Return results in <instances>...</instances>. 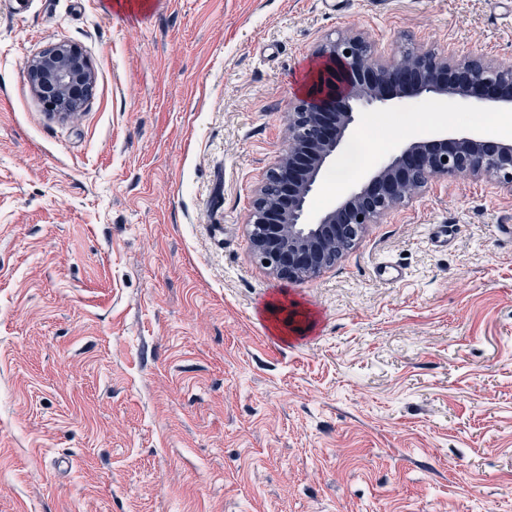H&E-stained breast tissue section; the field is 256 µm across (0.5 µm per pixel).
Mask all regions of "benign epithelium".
<instances>
[{
	"instance_id": "benign-epithelium-1",
	"label": "benign epithelium",
	"mask_w": 512,
	"mask_h": 512,
	"mask_svg": "<svg viewBox=\"0 0 512 512\" xmlns=\"http://www.w3.org/2000/svg\"><path fill=\"white\" fill-rule=\"evenodd\" d=\"M323 68L288 113V140L276 167L256 190L250 218L252 253L281 279L311 278L334 266L366 227L438 176H487L512 188V140L479 135L419 138L379 162L366 184L311 218L322 172L339 152L359 109L405 97L463 99L474 107L512 105V65L484 57L405 52L393 64L372 60L362 35L321 44ZM29 80L46 108L75 112L92 94L95 73L81 48L58 42L30 63Z\"/></svg>"
}]
</instances>
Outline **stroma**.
I'll use <instances>...</instances> for the list:
<instances>
[{
    "mask_svg": "<svg viewBox=\"0 0 512 512\" xmlns=\"http://www.w3.org/2000/svg\"><path fill=\"white\" fill-rule=\"evenodd\" d=\"M345 31L512 64V0H0V512H512V189L433 178L312 279L253 257ZM61 41L96 74L72 117L27 73ZM503 110L403 98L347 138Z\"/></svg>",
    "mask_w": 512,
    "mask_h": 512,
    "instance_id": "1",
    "label": "stroma"
}]
</instances>
